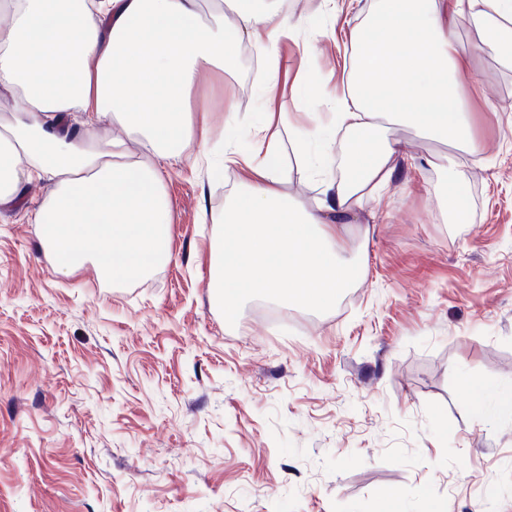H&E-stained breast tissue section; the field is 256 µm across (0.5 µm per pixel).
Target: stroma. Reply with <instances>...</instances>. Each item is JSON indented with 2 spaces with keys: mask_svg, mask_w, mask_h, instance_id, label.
<instances>
[{
  "mask_svg": "<svg viewBox=\"0 0 512 512\" xmlns=\"http://www.w3.org/2000/svg\"><path fill=\"white\" fill-rule=\"evenodd\" d=\"M288 10L290 74L341 96L363 0ZM458 41L472 147L382 122L404 152L342 231L359 281L322 310L258 297L228 324L210 300L216 227L201 215L238 189L225 155L258 139L254 46L187 95L211 136L167 171L170 255L147 277L56 272L35 224L50 183L21 184L0 206V512H512V415L477 408L512 389V65L474 30ZM268 107L292 116L282 190L314 201L345 175L349 140L300 171L298 146L318 149L331 110L312 120L288 82ZM459 172L454 218L441 200Z\"/></svg>",
  "mask_w": 512,
  "mask_h": 512,
  "instance_id": "1",
  "label": "stroma"
}]
</instances>
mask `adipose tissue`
Here are the masks:
<instances>
[{
  "label": "adipose tissue",
  "instance_id": "1",
  "mask_svg": "<svg viewBox=\"0 0 512 512\" xmlns=\"http://www.w3.org/2000/svg\"><path fill=\"white\" fill-rule=\"evenodd\" d=\"M0 0V97L16 111L0 127V205L22 182L52 187L38 233L60 273L95 257L115 281L145 278L169 256L171 204L165 175L192 143L207 144L186 95L202 69L258 43L272 94L282 72L278 43L297 22L264 0ZM232 22H225V10ZM478 29L512 61V0H374L352 27L347 90L336 129L351 133L348 172L325 182L315 206L289 203L282 170L250 160L219 228L208 286L225 322L254 296L322 307L360 274L341 255L340 231L395 171L396 148L380 141L390 118L466 148L471 130L456 75L465 61L458 27ZM83 114L82 129L65 123ZM122 133L85 149L94 130ZM136 140L142 154L130 152Z\"/></svg>",
  "mask_w": 512,
  "mask_h": 512
}]
</instances>
